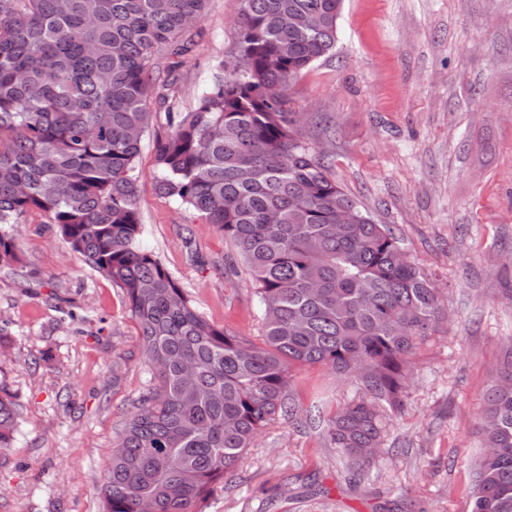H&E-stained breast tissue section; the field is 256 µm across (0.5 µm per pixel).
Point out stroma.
Segmentation results:
<instances>
[{"label": "stroma", "instance_id": "35a3bbf8", "mask_svg": "<svg viewBox=\"0 0 512 512\" xmlns=\"http://www.w3.org/2000/svg\"><path fill=\"white\" fill-rule=\"evenodd\" d=\"M240 0H210L180 68L192 105L231 59ZM302 133L332 176L447 298L450 321L418 351L400 412L364 481L327 434L359 395L321 366L294 371L300 423L268 426L202 512H471L475 421L512 340V0H344L332 57L290 86ZM136 173L141 247L211 322L260 343V308L237 250L158 197L154 144ZM20 262L0 271V388L18 431L0 450V512H101L94 488L150 376L122 292L28 215Z\"/></svg>", "mask_w": 512, "mask_h": 512}]
</instances>
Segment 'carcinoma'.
I'll return each instance as SVG.
<instances>
[{
  "instance_id": "cac0c4a2",
  "label": "carcinoma",
  "mask_w": 512,
  "mask_h": 512,
  "mask_svg": "<svg viewBox=\"0 0 512 512\" xmlns=\"http://www.w3.org/2000/svg\"><path fill=\"white\" fill-rule=\"evenodd\" d=\"M342 2L242 0L236 62L181 110L174 72L208 0H0V268L19 261L17 224L42 216L120 288L151 373L100 484L103 512H198L259 434L295 415L288 386L305 366L361 390L327 432L364 479L412 357L448 322L397 236L304 140L288 97L332 55ZM161 112L171 131L155 144L154 191L238 249L262 307L260 345L207 320L139 247L136 163ZM18 416L1 390L0 448ZM478 425L471 512H512V344Z\"/></svg>"
}]
</instances>
